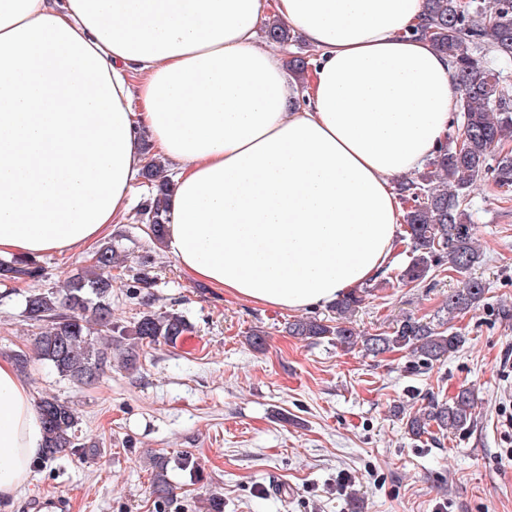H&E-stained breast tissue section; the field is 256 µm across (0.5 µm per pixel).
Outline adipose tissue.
Segmentation results:
<instances>
[{
  "label": "adipose tissue",
  "instance_id": "ef3b65f1",
  "mask_svg": "<svg viewBox=\"0 0 512 512\" xmlns=\"http://www.w3.org/2000/svg\"><path fill=\"white\" fill-rule=\"evenodd\" d=\"M425 0H0V256L68 255L132 205L147 153L174 191L164 246L194 281L291 311L393 259L394 177L448 136L456 71ZM316 54L287 80L256 33ZM29 387L0 360V501L42 457ZM265 33L267 39L270 42L281 44L284 46L273 45L266 40L264 34V25L259 30L258 38L260 41V45L271 47L274 51H276L279 54L289 78L295 80V76L296 81L299 84H303L304 80L306 84V82L312 75L311 70L308 72V68L310 67L311 64L309 63L307 56H304L300 53H298L299 55H291L292 53L297 54L296 52H303L306 53V55H311V58H314V51L305 46L300 34L297 31H295V33H292V30L279 19H269L265 25ZM294 34L297 37V42H294ZM289 43H292L294 45H285ZM287 61L288 66L286 64ZM307 72L308 74L306 75Z\"/></svg>",
  "mask_w": 512,
  "mask_h": 512
}]
</instances>
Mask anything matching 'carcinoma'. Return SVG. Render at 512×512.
<instances>
[{"mask_svg":"<svg viewBox=\"0 0 512 512\" xmlns=\"http://www.w3.org/2000/svg\"><path fill=\"white\" fill-rule=\"evenodd\" d=\"M420 29L428 35L432 47L448 57L457 68L458 111L462 124L456 139L441 146L417 176L400 184L409 261L399 273L406 284L419 285L429 273L444 265L467 274L480 261L474 241V225L466 212L472 187L485 178L492 179L499 192H512V151L499 150L512 132V92L501 73L483 60V52H495L512 58V0H495L492 10L482 8L480 0H427V13ZM267 39L276 44L294 42V33L279 19L265 25ZM310 67L306 56L293 55L288 70L296 81L304 83ZM142 177L148 195L139 211L146 235L154 245L164 241L166 209L171 180L165 164L152 157L145 164ZM96 262L69 277L60 289H32L24 296V316L40 326L31 351L14 354L16 365L27 372L37 361L54 369L60 376L83 385L98 381L117 360L127 371L136 368L139 352L145 346L173 345L191 329L190 322L174 310L145 313L133 326H120L112 320V269L116 251L107 242L97 249ZM132 272V288L150 289L155 276L143 257ZM44 268L33 259H0V282H39ZM488 287L478 277H468L461 288L448 294V318L474 309L485 299ZM370 288L365 287L336 300V316L303 317L288 322V334L296 338L336 341L351 348L357 344L379 355L405 350L415 364L428 367L457 352L464 337L440 330L429 322L405 316L379 333L360 334L350 316L363 304ZM474 393L460 389L448 401L435 398L421 410L406 416L405 429L415 438L441 433L464 432L474 423ZM45 435L42 461L60 455L86 454L95 444L82 443L77 435L78 419L67 402L55 396H41L35 401ZM150 494L158 503L169 501L174 489L168 479V460L157 457Z\"/></svg>","mask_w":512,"mask_h":512,"instance_id":"carcinoma-1","label":"carcinoma"}]
</instances>
